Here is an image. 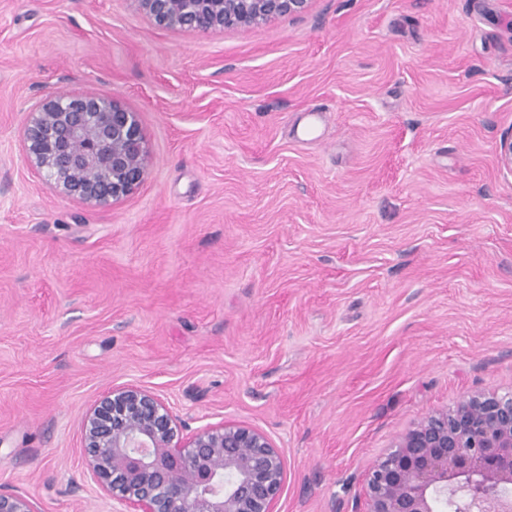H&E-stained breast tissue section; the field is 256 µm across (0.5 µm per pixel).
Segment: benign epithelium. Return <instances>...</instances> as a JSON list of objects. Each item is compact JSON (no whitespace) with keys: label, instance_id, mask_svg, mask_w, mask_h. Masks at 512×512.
<instances>
[{"label":"benign epithelium","instance_id":"1","mask_svg":"<svg viewBox=\"0 0 512 512\" xmlns=\"http://www.w3.org/2000/svg\"><path fill=\"white\" fill-rule=\"evenodd\" d=\"M156 24L250 27L305 12L311 0H138ZM512 174V133L496 144ZM138 114L93 90L40 102L24 128V159L59 194L108 206L144 181ZM90 481L129 512H276L281 449L248 425L192 432L141 386L112 388L85 414ZM367 512H512V393L477 394L419 422L369 472ZM0 512H43L35 498L0 492Z\"/></svg>","mask_w":512,"mask_h":512}]
</instances>
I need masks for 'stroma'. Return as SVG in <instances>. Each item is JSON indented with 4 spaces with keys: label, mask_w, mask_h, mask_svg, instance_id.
<instances>
[{
    "label": "stroma",
    "mask_w": 512,
    "mask_h": 512,
    "mask_svg": "<svg viewBox=\"0 0 512 512\" xmlns=\"http://www.w3.org/2000/svg\"><path fill=\"white\" fill-rule=\"evenodd\" d=\"M138 112L106 208L26 165L50 95ZM325 116L315 139L297 129ZM512 0H311L209 31L138 0H0V490L114 512L82 419L136 384L285 456L277 512H366L372 465L512 391Z\"/></svg>",
    "instance_id": "35a3bbf8"
}]
</instances>
